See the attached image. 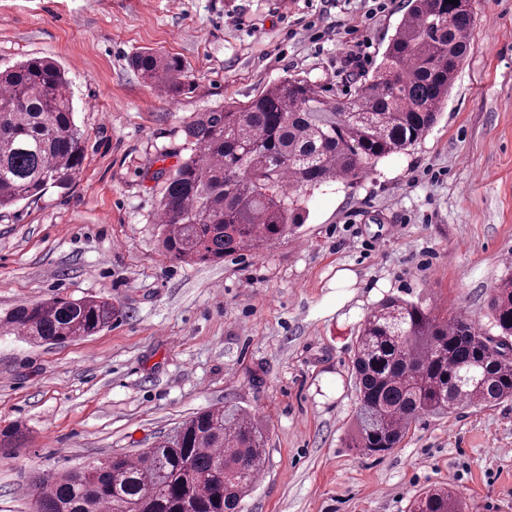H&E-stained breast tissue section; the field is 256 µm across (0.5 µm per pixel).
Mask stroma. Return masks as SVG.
Wrapping results in <instances>:
<instances>
[{
  "mask_svg": "<svg viewBox=\"0 0 512 512\" xmlns=\"http://www.w3.org/2000/svg\"><path fill=\"white\" fill-rule=\"evenodd\" d=\"M404 0H0V67L55 61L85 139L79 177L0 215V315L56 294L111 298L100 333L0 335V512H33L34 475L132 454L235 403L268 428L243 512H408L426 488L512 512V400L426 416L399 447L352 448L356 337L390 296L492 331L512 277V0H474L469 54L434 127L348 184L299 193L262 253L190 265L159 247L164 182L196 113L292 74L340 99L371 77ZM184 65L177 96L131 57Z\"/></svg>",
  "mask_w": 512,
  "mask_h": 512,
  "instance_id": "1",
  "label": "stroma"
}]
</instances>
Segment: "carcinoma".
<instances>
[{"label": "carcinoma", "mask_w": 512, "mask_h": 512, "mask_svg": "<svg viewBox=\"0 0 512 512\" xmlns=\"http://www.w3.org/2000/svg\"><path fill=\"white\" fill-rule=\"evenodd\" d=\"M473 23L470 7L407 0L381 66L347 98L329 99L290 75L246 102L197 113L186 126L190 155L169 174L159 204L164 250L187 264L260 250L294 221V193L352 183L415 145L448 100ZM132 64L169 93L185 89L174 57L146 50ZM73 114L69 81L55 62L28 58L0 71V211L77 178L84 141ZM489 309L497 336L395 297L368 313L352 358V447L379 455L426 415L512 399V277L495 288ZM116 314L105 297L56 295L6 312L0 333L59 344L101 332ZM266 442L251 410L212 406L133 455L37 477L34 512H240ZM410 512L463 510L438 488L417 496Z\"/></svg>", "instance_id": "carcinoma-1"}]
</instances>
